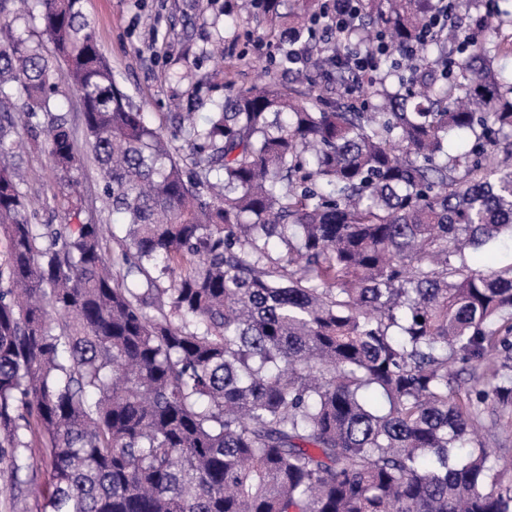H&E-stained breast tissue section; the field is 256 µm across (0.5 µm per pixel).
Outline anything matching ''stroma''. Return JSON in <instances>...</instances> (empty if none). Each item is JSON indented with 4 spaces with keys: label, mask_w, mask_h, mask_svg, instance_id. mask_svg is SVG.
<instances>
[{
    "label": "stroma",
    "mask_w": 512,
    "mask_h": 512,
    "mask_svg": "<svg viewBox=\"0 0 512 512\" xmlns=\"http://www.w3.org/2000/svg\"><path fill=\"white\" fill-rule=\"evenodd\" d=\"M84 13L101 52L123 90L153 126L172 129L173 117L207 115L203 101L223 98L228 85H250L258 73L277 71L278 53L255 19L228 20L224 0H84ZM23 168L38 207L37 221L63 223L60 174L46 154H25ZM29 490L16 491L8 472H0V512H12L23 498L29 512H43L36 492L52 481L40 441L31 443Z\"/></svg>",
    "instance_id": "obj_1"
}]
</instances>
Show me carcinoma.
<instances>
[{
	"instance_id": "obj_1",
	"label": "carcinoma",
	"mask_w": 512,
	"mask_h": 512,
	"mask_svg": "<svg viewBox=\"0 0 512 512\" xmlns=\"http://www.w3.org/2000/svg\"><path fill=\"white\" fill-rule=\"evenodd\" d=\"M286 2L226 13L259 6L284 70L362 106L270 76L166 134L82 0H0V465L22 483L42 434L44 512H512L479 436L512 410V265L469 263L512 237V11L480 0L490 47L437 28L406 56L459 0H365L319 53V0ZM380 41L358 80L351 50ZM61 80L120 224L34 223L22 149L81 210ZM461 363L485 367L466 390Z\"/></svg>"
}]
</instances>
